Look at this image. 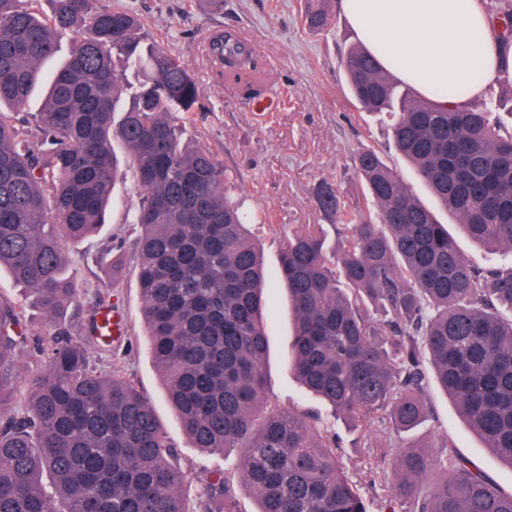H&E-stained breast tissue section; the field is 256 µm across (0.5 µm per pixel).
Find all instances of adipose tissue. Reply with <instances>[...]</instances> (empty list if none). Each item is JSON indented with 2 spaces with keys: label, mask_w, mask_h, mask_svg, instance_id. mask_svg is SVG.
I'll use <instances>...</instances> for the list:
<instances>
[{
  "label": "adipose tissue",
  "mask_w": 512,
  "mask_h": 512,
  "mask_svg": "<svg viewBox=\"0 0 512 512\" xmlns=\"http://www.w3.org/2000/svg\"><path fill=\"white\" fill-rule=\"evenodd\" d=\"M340 8L377 60L420 93L466 83L479 97L505 63L481 0H340Z\"/></svg>",
  "instance_id": "adipose-tissue-1"
}]
</instances>
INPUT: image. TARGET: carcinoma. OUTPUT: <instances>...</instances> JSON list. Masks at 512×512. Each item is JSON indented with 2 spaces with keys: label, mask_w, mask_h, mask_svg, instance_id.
Returning <instances> with one entry per match:
<instances>
[{
  "label": "carcinoma",
  "mask_w": 512,
  "mask_h": 512,
  "mask_svg": "<svg viewBox=\"0 0 512 512\" xmlns=\"http://www.w3.org/2000/svg\"><path fill=\"white\" fill-rule=\"evenodd\" d=\"M306 2V25L324 30L328 11ZM48 3L45 12L40 0H0V269L48 324L31 352L45 369L21 372L23 304L0 299V512H239L240 488L258 512H512V493L448 441L396 452L390 494L375 503L344 470L336 433L318 415L261 414L266 270L249 226L270 216L244 210L224 164L170 120L201 111L197 80L179 57L111 0ZM486 11L511 49L512 0H487ZM63 40L70 53L33 114L32 141L14 115ZM202 51L217 76L249 91L259 85L242 35L214 31ZM122 65H143L147 76L130 85ZM343 66L356 105L391 117V143L357 154L365 206L347 207L329 185L318 190L320 208L345 232L339 253L329 252L321 224L299 226L283 244L289 367L350 427L382 432L427 420L434 379L485 447L512 465V318L500 314L512 310V264H469L385 160L390 149L403 155L473 240L512 252V131L495 121L491 87L478 104L446 108L436 99H464L466 85L419 97L364 46ZM115 142L130 153L141 194L129 223L139 229L135 271L152 362L194 447L242 452L239 483L209 471L193 499L178 447L138 386L90 365L111 294L95 295L85 335L71 337L67 323L78 288L63 241L79 243L104 224L121 175ZM20 383L30 396L15 414L6 403Z\"/></svg>",
  "instance_id": "cac0c4a2"
}]
</instances>
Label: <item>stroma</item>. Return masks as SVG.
<instances>
[{"label":"stroma","mask_w":512,"mask_h":512,"mask_svg":"<svg viewBox=\"0 0 512 512\" xmlns=\"http://www.w3.org/2000/svg\"><path fill=\"white\" fill-rule=\"evenodd\" d=\"M117 2L138 15L148 35L179 56L198 81L199 111L172 113V121L182 126L187 139L201 141L224 164L245 209L272 217L271 223L251 227L263 246L268 272L263 293L269 327L267 409L302 412L318 407L341 438L337 454L352 480L366 498L383 497L388 482L360 464L366 454L365 433L335 417L329 406L317 404L288 369L291 315L277 275L280 249L292 225L332 222L316 203L318 186L331 184L347 205L361 203L355 157L362 145L388 140V117L357 108L348 92L342 60L350 48L359 45V38L338 0H329L330 24L317 33L303 25L301 0ZM222 28L246 34L260 46L263 59L271 62L257 94H243L211 77L201 43L208 33ZM123 173L105 225L93 237L67 249L79 289L78 314L72 319L78 335L83 332L84 316L94 295L112 287L113 245L121 242L126 250L134 248L136 230L128 224L127 215L138 206L140 192L132 169L124 168ZM111 303L124 319V336L113 342L109 351H92V366L103 374L120 371L139 386L179 448L190 494L198 493L203 472L219 470L238 478L240 449L205 453L194 448L182 432L167 402L162 378L145 350L146 329L134 275H127ZM427 399L436 421L381 437V445L427 446L437 443L440 434H447L457 450L475 458L503 492H512V465L483 447L444 390L431 384Z\"/></svg>","instance_id":"1"}]
</instances>
